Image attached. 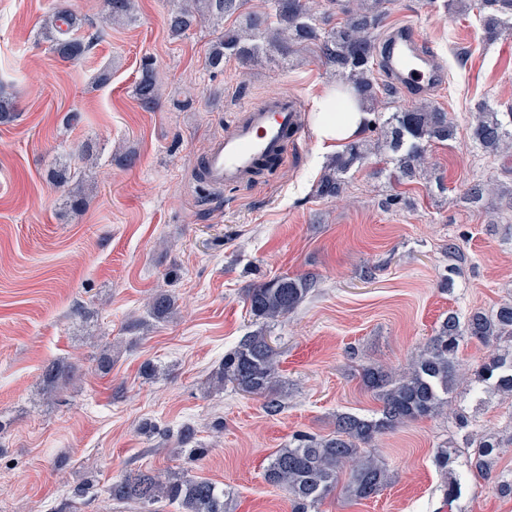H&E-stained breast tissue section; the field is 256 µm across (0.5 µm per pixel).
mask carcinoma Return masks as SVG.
Here are the masks:
<instances>
[{"label": "carcinoma", "instance_id": "obj_1", "mask_svg": "<svg viewBox=\"0 0 512 512\" xmlns=\"http://www.w3.org/2000/svg\"><path fill=\"white\" fill-rule=\"evenodd\" d=\"M310 3L311 0H270L269 11L257 13L247 10L248 0H183L171 9L168 26L171 36L178 38L208 15L215 19L235 15L241 23L216 37L206 60L209 69H224L227 58L252 63L270 51L286 61L296 47H309L322 63L345 79L336 88L339 108L347 104L349 98L345 93L350 92L367 111H378L382 98L396 92L392 83H378L372 71L373 62L380 55L376 31L385 15V0H357L356 6L335 24L327 17L314 16ZM105 5L106 21L110 24L129 20L131 0H105ZM479 10L484 16L486 39L493 41L506 18L512 15V0H480ZM76 24L78 18L64 12L42 27L53 52L66 61L80 59L91 46V42L70 35ZM134 91L144 108L151 109L157 104L160 88L151 65L142 67ZM393 120L390 144L399 153L398 166L407 178L415 176L424 164L426 144L453 136L448 113L427 103L396 112ZM473 139L493 154L512 148V131L495 113L478 116ZM369 151L367 143L355 141L337 153L317 184V196H340L345 189L343 174ZM316 282V276L304 274L277 276L257 284L247 290L250 312L257 321L286 318L304 302ZM174 304L172 294L158 293L151 298L149 313L154 319L163 320ZM466 340L504 343L512 349V302L502 303L491 312L474 311L463 322L448 314L435 336L399 372L377 364L363 367V385L382 404L379 416L341 413L336 416L332 436L298 434L288 447L278 449L270 459L265 479L288 492L292 512H312L336 488L342 474L349 497L364 500L379 494L390 476L373 448L374 440L408 422L444 411L448 393L457 382L460 346ZM74 374L73 365L52 361L45 365L42 381L53 389L71 380ZM212 380L216 387L228 382L242 393L262 397L263 408L271 416L285 408L276 351L262 328L244 336L224 355ZM474 382L512 396V358L489 356L474 371ZM499 448L501 442L495 438L469 441L468 472L492 484L498 493L512 496V479L498 481L494 476ZM106 492L118 502L146 506L165 499L178 504L181 512H225L224 488L184 470H170L164 475L150 471L124 474L112 479Z\"/></svg>", "mask_w": 512, "mask_h": 512}]
</instances>
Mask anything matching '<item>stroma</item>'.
<instances>
[{
	"mask_svg": "<svg viewBox=\"0 0 512 512\" xmlns=\"http://www.w3.org/2000/svg\"><path fill=\"white\" fill-rule=\"evenodd\" d=\"M132 5L131 20L113 26L104 0H0V91L17 107L0 125V512H142L105 492L138 469L210 480L227 490V512H291L287 493L264 480L269 459L296 434L332 435L337 414H379L361 366L404 368L448 314L512 300V204L467 196L478 182L512 186V153L488 155L472 137L476 112L512 110V35L486 41L475 8L389 0L379 36L411 26L432 47L446 80L426 100L447 111L455 135L428 147L413 180L399 179L384 151L347 174L340 197L322 199L333 153L314 139L309 106L334 87L332 71L301 49L287 65L231 60L214 72L205 60L219 27L205 20L176 39L172 0ZM58 7L78 16L79 35L98 36L82 60H61L41 35ZM147 62L161 86L151 109L133 94ZM272 94L302 102L300 139L250 184L207 190L197 171L210 140ZM72 109L83 119L69 127ZM66 165L82 185L52 181ZM305 273L316 288L265 326L284 410L268 415L229 384L208 391L225 353L257 327L248 288ZM164 290L177 311L156 320L148 302ZM496 351L463 344L450 409L376 441L391 476L377 496L354 500L339 487L316 512H512V497L465 473L470 432L503 439L495 471L512 478V398L470 389L475 364ZM53 360L77 377L46 401L42 368ZM147 362L155 376L142 375ZM460 409L469 430L456 424ZM186 425L202 459L179 441ZM442 446L457 450L444 472L434 463Z\"/></svg>",
	"mask_w": 512,
	"mask_h": 512,
	"instance_id": "obj_1",
	"label": "stroma"
}]
</instances>
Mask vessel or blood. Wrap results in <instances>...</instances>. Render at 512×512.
Instances as JSON below:
<instances>
[{"label": "vessel or blood", "mask_w": 512, "mask_h": 512, "mask_svg": "<svg viewBox=\"0 0 512 512\" xmlns=\"http://www.w3.org/2000/svg\"><path fill=\"white\" fill-rule=\"evenodd\" d=\"M385 67L402 87L419 92L434 91L444 81L422 37L409 27L389 37ZM299 110L298 99L288 95L270 96L242 108L206 152L199 174L202 184L212 191L237 187L254 176L262 159L283 157L299 131Z\"/></svg>", "instance_id": "vessel-or-blood-1"}]
</instances>
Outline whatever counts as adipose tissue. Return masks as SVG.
<instances>
[{"label": "adipose tissue", "mask_w": 512, "mask_h": 512, "mask_svg": "<svg viewBox=\"0 0 512 512\" xmlns=\"http://www.w3.org/2000/svg\"><path fill=\"white\" fill-rule=\"evenodd\" d=\"M371 118V113L354 102L350 103L346 111H336L335 95L331 92L312 100V134L317 143L327 149L356 140Z\"/></svg>", "instance_id": "1"}]
</instances>
